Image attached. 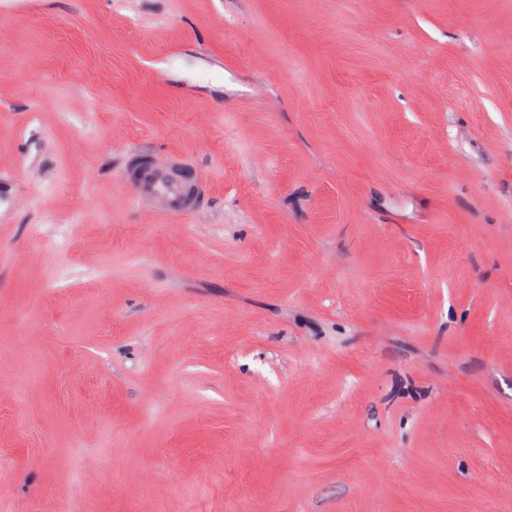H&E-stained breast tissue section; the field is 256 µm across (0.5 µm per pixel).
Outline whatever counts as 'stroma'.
I'll list each match as a JSON object with an SVG mask.
<instances>
[{
    "label": "stroma",
    "mask_w": 512,
    "mask_h": 512,
    "mask_svg": "<svg viewBox=\"0 0 512 512\" xmlns=\"http://www.w3.org/2000/svg\"><path fill=\"white\" fill-rule=\"evenodd\" d=\"M75 503L512 512V0H0V512ZM146 155L144 149L134 152L122 179L138 195L161 199L165 217H182L195 212L204 195L206 182L195 161L170 154L159 163L149 162L148 168L138 173L134 164Z\"/></svg>",
    "instance_id": "35a3bbf8"
}]
</instances>
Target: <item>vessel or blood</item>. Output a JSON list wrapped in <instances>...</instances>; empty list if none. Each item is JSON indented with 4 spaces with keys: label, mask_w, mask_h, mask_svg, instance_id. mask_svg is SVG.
I'll return each instance as SVG.
<instances>
[{
    "label": "vessel or blood",
    "mask_w": 512,
    "mask_h": 512,
    "mask_svg": "<svg viewBox=\"0 0 512 512\" xmlns=\"http://www.w3.org/2000/svg\"><path fill=\"white\" fill-rule=\"evenodd\" d=\"M123 179L138 195L161 199L164 214L168 217H182L195 212L206 182L194 160L174 154L161 162L149 164L141 172L135 166H127Z\"/></svg>",
    "instance_id": "vessel-or-blood-1"
}]
</instances>
